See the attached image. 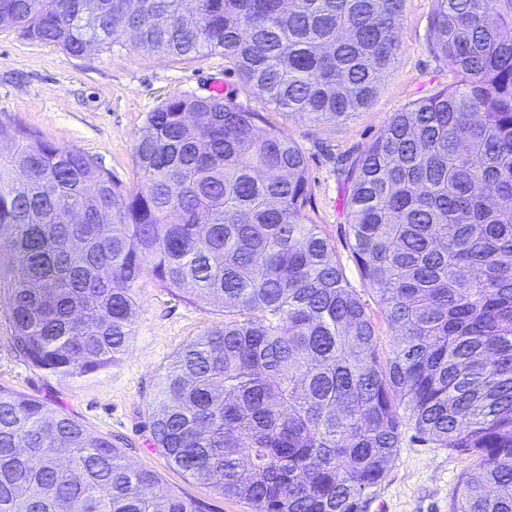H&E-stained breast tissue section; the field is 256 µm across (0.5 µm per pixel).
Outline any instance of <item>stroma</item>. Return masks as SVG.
<instances>
[{
    "label": "stroma",
    "mask_w": 512,
    "mask_h": 512,
    "mask_svg": "<svg viewBox=\"0 0 512 512\" xmlns=\"http://www.w3.org/2000/svg\"><path fill=\"white\" fill-rule=\"evenodd\" d=\"M434 0H406L397 33L398 56L370 107L336 126L283 118L257 90L245 85L220 53L195 60L145 52L121 37L112 49L92 48L73 57L60 48L0 27V124L39 132L57 146L94 158L126 187H136V137L149 112L175 95L206 97L215 80L238 103L281 126L306 158L312 204L307 212L328 236L337 261L363 300L371 294L352 258L348 191L338 158H353L395 112L452 83L455 76L430 40ZM9 296L0 290V387L44 402L84 425L90 436L121 441L133 468L154 471L159 487L195 502L202 512H252L172 467L153 444L149 410L160 374L186 343L224 320L221 308L189 303L144 280L135 332L123 359L83 378H60L21 361L8 336ZM471 458L405 437L398 457L373 488L366 512H448Z\"/></svg>",
    "instance_id": "stroma-1"
}]
</instances>
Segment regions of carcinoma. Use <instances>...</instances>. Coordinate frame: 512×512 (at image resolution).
<instances>
[{
    "mask_svg": "<svg viewBox=\"0 0 512 512\" xmlns=\"http://www.w3.org/2000/svg\"><path fill=\"white\" fill-rule=\"evenodd\" d=\"M405 0H0V27L74 57L219 51L285 118L341 124L396 60ZM455 81L395 113L344 172L352 257L321 225L299 146L230 97L177 96L134 145L139 187L0 126V288L23 360L120 362L140 283L224 309L160 377L169 463L252 512H363L406 431L473 456L448 512H512V0H435ZM118 442L0 389V512H200Z\"/></svg>",
    "mask_w": 512,
    "mask_h": 512,
    "instance_id": "cac0c4a2",
    "label": "carcinoma"
}]
</instances>
